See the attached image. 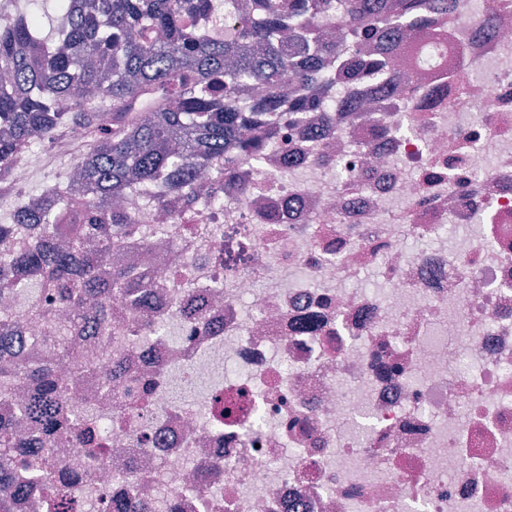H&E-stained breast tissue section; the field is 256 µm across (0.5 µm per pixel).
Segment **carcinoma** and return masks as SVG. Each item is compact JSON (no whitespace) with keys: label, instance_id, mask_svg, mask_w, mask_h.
<instances>
[{"label":"carcinoma","instance_id":"1","mask_svg":"<svg viewBox=\"0 0 512 512\" xmlns=\"http://www.w3.org/2000/svg\"><path fill=\"white\" fill-rule=\"evenodd\" d=\"M0 0V199L17 202L0 216V293L45 282L54 303L34 309L42 331L29 334L0 313V397L22 378L29 389L9 417H0V484L22 492L45 486L43 506L69 512L74 475L54 449L83 450L92 463L106 452L103 422L90 404L70 392V378L93 377L106 388L120 378L112 368L88 366L72 334L80 312L99 330L112 321V297L132 307L148 305L150 284L111 263L113 239L126 233V217L112 210V194L129 181L159 182L154 201L195 193L198 173L224 161L210 187L217 201L249 187L239 163L256 161L266 136L283 120L331 109L335 86L356 68L387 71L388 53L417 16L420 0H260L259 17L217 39L202 21L234 11L239 0H83L62 12L55 38L40 34L34 13L12 11ZM336 24L354 43L371 46L368 59L351 58L317 35L321 19ZM291 72L294 95L282 106L279 76ZM257 80L265 97L250 104L237 84ZM83 132L78 183L39 193L34 204L13 184L12 166L34 144ZM31 226L19 247L13 226ZM72 363L60 375L53 358Z\"/></svg>","mask_w":512,"mask_h":512}]
</instances>
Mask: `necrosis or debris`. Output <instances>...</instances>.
I'll list each match as a JSON object with an SVG mask.
<instances>
[{
    "label": "necrosis or debris",
    "mask_w": 512,
    "mask_h": 512,
    "mask_svg": "<svg viewBox=\"0 0 512 512\" xmlns=\"http://www.w3.org/2000/svg\"><path fill=\"white\" fill-rule=\"evenodd\" d=\"M394 57L410 89L370 96L366 73L332 122L281 127L249 196L167 214L124 190L114 259L158 317L113 301L83 343L126 378L98 401L108 455L62 452L78 512L131 495L174 512H512V0L487 28L474 0L429 13ZM228 366L222 403L173 399Z\"/></svg>",
    "instance_id": "1"
}]
</instances>
